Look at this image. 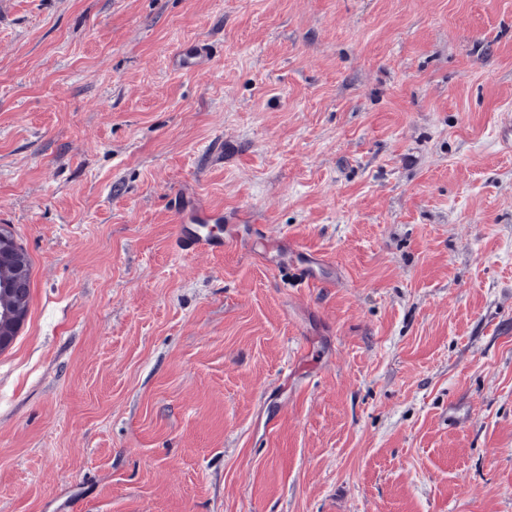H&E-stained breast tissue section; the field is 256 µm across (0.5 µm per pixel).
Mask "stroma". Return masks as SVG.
<instances>
[{
    "instance_id": "stroma-1",
    "label": "stroma",
    "mask_w": 512,
    "mask_h": 512,
    "mask_svg": "<svg viewBox=\"0 0 512 512\" xmlns=\"http://www.w3.org/2000/svg\"><path fill=\"white\" fill-rule=\"evenodd\" d=\"M507 105L512 0H5L0 512H512ZM178 64L187 69L199 70L208 64V57L199 44L180 50L177 53ZM175 205L181 223L176 246L185 254L220 253L236 248L241 241L240 219L230 212L215 209L197 196H181ZM210 224H226V234L210 232ZM2 247V248H1ZM0 249L7 251L23 253L26 262V274L21 277L18 272L12 270L9 267L0 266V282L2 280L11 281L13 284V290L2 293L0 290V309H10L13 307H19L22 311V317L13 324L12 336L10 345L16 339L21 329L22 324L25 322L29 312L32 295H31V283H32V264L31 260L24 250V248L16 241L13 233L6 227L1 225L0 227ZM6 344L3 348H0V352L6 350L10 345Z\"/></svg>"
}]
</instances>
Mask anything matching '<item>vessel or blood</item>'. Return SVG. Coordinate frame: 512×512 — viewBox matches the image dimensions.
I'll return each mask as SVG.
<instances>
[{"mask_svg": "<svg viewBox=\"0 0 512 512\" xmlns=\"http://www.w3.org/2000/svg\"><path fill=\"white\" fill-rule=\"evenodd\" d=\"M177 211L176 245L185 254L220 253L237 247L242 239L239 218L213 208L200 197H179Z\"/></svg>", "mask_w": 512, "mask_h": 512, "instance_id": "1", "label": "vessel or blood"}]
</instances>
